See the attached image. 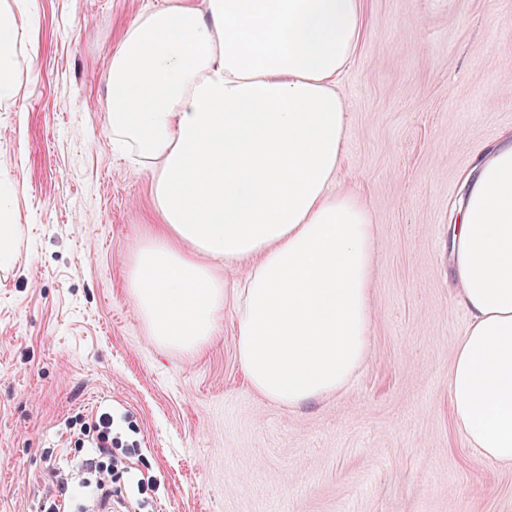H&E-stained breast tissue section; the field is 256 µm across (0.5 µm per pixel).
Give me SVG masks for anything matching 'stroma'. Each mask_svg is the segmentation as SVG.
Instances as JSON below:
<instances>
[{
	"label": "stroma",
	"mask_w": 512,
	"mask_h": 512,
	"mask_svg": "<svg viewBox=\"0 0 512 512\" xmlns=\"http://www.w3.org/2000/svg\"><path fill=\"white\" fill-rule=\"evenodd\" d=\"M163 0H35L0 101V196L21 260L0 265V512H40L68 424L104 405L156 485L128 512H512V469L452 425L450 353L466 317L449 226L478 158L512 131V0H366L340 82L336 183L381 241L367 359L340 393L290 408L251 387L236 312L185 351L158 343L128 287L158 224L153 173L112 149L108 73L126 24Z\"/></svg>",
	"instance_id": "35a3bbf8"
}]
</instances>
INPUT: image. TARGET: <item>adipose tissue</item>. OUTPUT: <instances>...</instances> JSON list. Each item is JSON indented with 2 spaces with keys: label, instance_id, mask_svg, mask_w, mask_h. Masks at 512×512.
<instances>
[{
  "label": "adipose tissue",
  "instance_id": "adipose-tissue-1",
  "mask_svg": "<svg viewBox=\"0 0 512 512\" xmlns=\"http://www.w3.org/2000/svg\"><path fill=\"white\" fill-rule=\"evenodd\" d=\"M365 0H166L128 23L108 87L115 144L154 172L161 224L129 286L162 345L195 350L224 312L210 268L251 261L236 351L250 385L291 407L342 391L364 364L377 251L359 193L336 185L348 137L337 87ZM33 0L0 5V99ZM467 315L448 372L454 426L512 469V133L478 161L450 227Z\"/></svg>",
  "mask_w": 512,
  "mask_h": 512
}]
</instances>
